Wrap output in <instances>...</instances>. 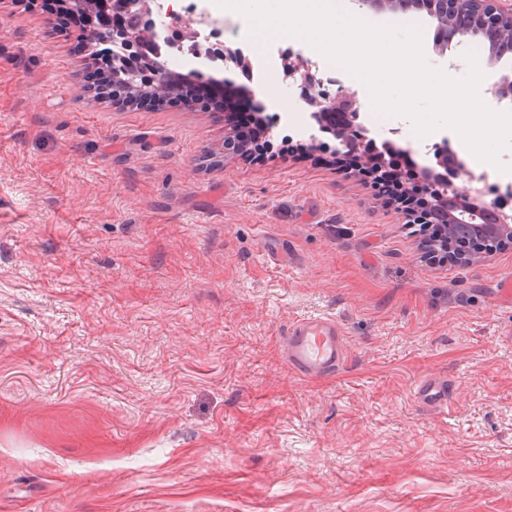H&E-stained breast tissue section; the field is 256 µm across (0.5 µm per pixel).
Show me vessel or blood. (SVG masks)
Segmentation results:
<instances>
[{"label": "vessel or blood", "mask_w": 512, "mask_h": 512, "mask_svg": "<svg viewBox=\"0 0 512 512\" xmlns=\"http://www.w3.org/2000/svg\"><path fill=\"white\" fill-rule=\"evenodd\" d=\"M285 358L291 370L315 379L334 375L346 360L344 334L334 319L307 317L293 322L284 338ZM415 398L422 406L447 410L449 390L446 383L420 380Z\"/></svg>", "instance_id": "obj_1"}]
</instances>
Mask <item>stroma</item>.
<instances>
[{
    "instance_id": "obj_1",
    "label": "stroma",
    "mask_w": 512,
    "mask_h": 512,
    "mask_svg": "<svg viewBox=\"0 0 512 512\" xmlns=\"http://www.w3.org/2000/svg\"><path fill=\"white\" fill-rule=\"evenodd\" d=\"M75 44L0 0V512H512V244L426 260L281 68L223 67L253 162L229 113L96 95ZM307 316L341 373L289 369ZM284 350L290 369L311 379L337 374L345 365L344 334L332 318L296 320L288 328ZM415 398L422 406L434 410H448V384L433 379L418 382L414 392Z\"/></svg>"
}]
</instances>
